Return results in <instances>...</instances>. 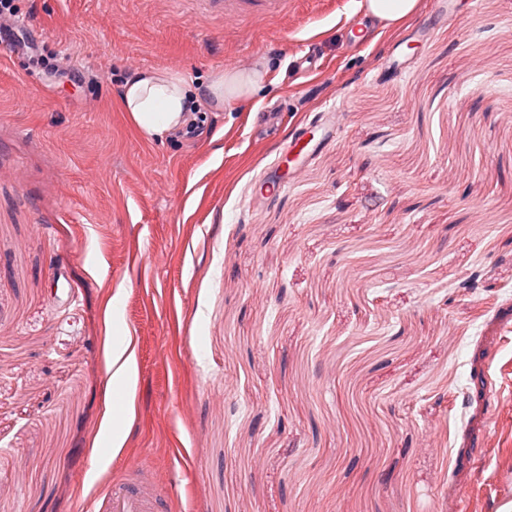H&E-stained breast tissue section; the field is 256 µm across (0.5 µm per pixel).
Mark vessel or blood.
<instances>
[{
    "label": "vessel or blood",
    "instance_id": "b4317fda",
    "mask_svg": "<svg viewBox=\"0 0 512 512\" xmlns=\"http://www.w3.org/2000/svg\"><path fill=\"white\" fill-rule=\"evenodd\" d=\"M203 19H218L231 25L264 24L287 15L293 0H191ZM330 134L329 127L320 126L311 136H297L276 159V177L261 185V194H280L287 184L291 163L313 152ZM96 512H168L166 498L152 484L145 467L131 470L124 477L111 481L105 492L95 500Z\"/></svg>",
    "mask_w": 512,
    "mask_h": 512
}]
</instances>
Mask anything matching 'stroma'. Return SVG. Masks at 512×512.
<instances>
[{
  "instance_id": "obj_1",
  "label": "stroma",
  "mask_w": 512,
  "mask_h": 512,
  "mask_svg": "<svg viewBox=\"0 0 512 512\" xmlns=\"http://www.w3.org/2000/svg\"><path fill=\"white\" fill-rule=\"evenodd\" d=\"M15 5L90 79L0 47V512H90L140 465L170 512L512 500V0H455L422 40L429 0L387 27L296 0L259 29L174 0ZM229 59L266 82L194 137L145 141L120 108L114 71L203 81ZM331 128L326 126H317L314 132H311L310 138H305L304 135L297 136L291 144L287 145L282 153L276 159V170L278 174L276 177L261 185L260 195L271 193L274 195L280 194L287 184L288 170L290 163L304 158L313 152L321 143L329 136ZM315 141L314 145H311ZM130 341L123 339L112 347V383L125 384L133 377L132 355L128 353Z\"/></svg>"
}]
</instances>
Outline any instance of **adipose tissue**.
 Here are the masks:
<instances>
[{"label":"adipose tissue","instance_id":"1","mask_svg":"<svg viewBox=\"0 0 512 512\" xmlns=\"http://www.w3.org/2000/svg\"><path fill=\"white\" fill-rule=\"evenodd\" d=\"M265 69L259 62L247 70H218L197 86L173 69L142 71L124 83L121 105L139 134L154 141L185 127L195 103L218 107L228 99L247 100L260 87Z\"/></svg>","mask_w":512,"mask_h":512}]
</instances>
